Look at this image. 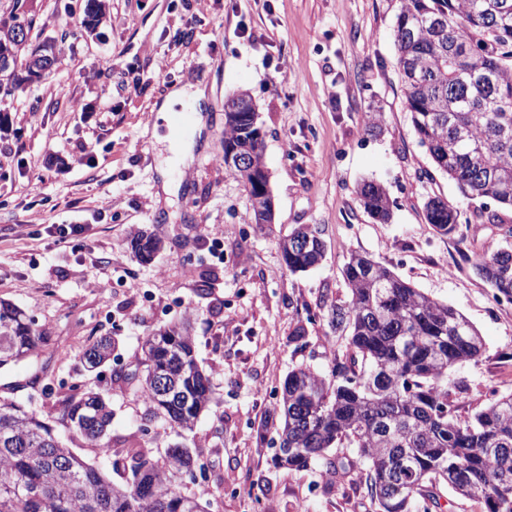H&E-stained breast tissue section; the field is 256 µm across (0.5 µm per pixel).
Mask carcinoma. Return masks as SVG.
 I'll list each match as a JSON object with an SVG mask.
<instances>
[{
  "mask_svg": "<svg viewBox=\"0 0 512 512\" xmlns=\"http://www.w3.org/2000/svg\"><path fill=\"white\" fill-rule=\"evenodd\" d=\"M394 27L396 68L406 109L420 147L469 199L491 200L512 209V0H400ZM104 0H86L84 24L95 27ZM36 18L24 0L0 8V57H11L13 89L33 81L30 61L54 68L63 48L29 47ZM250 148L254 183L264 167L263 135L257 112L224 113V154ZM365 211L387 223L391 202L374 181L357 188ZM252 223L268 224L266 200L249 192ZM425 218L443 235L461 231V212L439 197L424 204ZM477 224L501 228L500 214L483 205ZM137 257L149 260L160 249L156 238L139 233L130 240ZM288 270L318 265L324 248L307 242L299 225L280 243ZM503 245L475 254L477 274L499 297L512 301V253ZM348 299L327 308L331 330L347 333L343 355L333 354L328 370L301 364L284 380L271 410L279 447L288 449L278 468L306 471L321 463L331 481L352 474L366 487L376 512H430L445 486L484 504V512H512V394L496 397L473 414H456L463 382L449 370L477 359L484 344L478 330L452 306L401 279L372 258L352 253L343 267ZM43 336L34 320L0 301V358L22 359ZM114 340L102 336L84 356L98 368L112 360ZM136 394L148 420L193 430L208 408L209 376L194 356V336L170 325L147 337ZM166 377L171 388L161 389ZM61 422L93 452L123 464L131 479L119 487L76 455L35 413L0 400V512H207L187 491L191 449L172 446L157 456L139 443L114 448L105 441L112 408L95 392L65 400ZM353 448L357 460L332 450Z\"/></svg>",
  "mask_w": 512,
  "mask_h": 512,
  "instance_id": "1",
  "label": "carcinoma"
}]
</instances>
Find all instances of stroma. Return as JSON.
<instances>
[{
  "instance_id": "obj_1",
  "label": "stroma",
  "mask_w": 512,
  "mask_h": 512,
  "mask_svg": "<svg viewBox=\"0 0 512 512\" xmlns=\"http://www.w3.org/2000/svg\"><path fill=\"white\" fill-rule=\"evenodd\" d=\"M82 0H26L41 26L31 46L56 41L63 63L25 90L0 86V300L33 317L45 341L37 354L0 366V399L57 425L72 387L111 404L109 437L124 447L144 406L130 376L144 340L189 319L214 399L193 432L156 427L155 454L183 444L206 476L191 490L210 512H374L352 481L329 482L320 465L275 468L259 431L288 372L323 371L346 340L323 303L347 299L342 267L371 256L415 288L460 311L484 352L455 366L461 413L512 393V302L492 305L490 288L464 255L498 245L496 229L465 236L427 224L439 196L462 218L475 207L435 169L414 135L395 67L400 0H107L95 29L78 22ZM187 31L176 39L177 31ZM161 72L160 80L137 77ZM204 88V128L188 165L177 164L155 115L175 88ZM250 95L263 134L275 219L251 221V200L227 172L224 104ZM380 115L366 128L368 112ZM171 180V194L162 183ZM382 184L392 218L381 224L356 194ZM112 209L100 212L102 201ZM81 224L75 248L55 246L48 228ZM308 224L325 242L320 266L293 273L281 240ZM221 233L223 261L205 236ZM161 242L141 262L135 232ZM306 336L295 339L297 325ZM118 338L111 371L88 370L97 337Z\"/></svg>"
}]
</instances>
